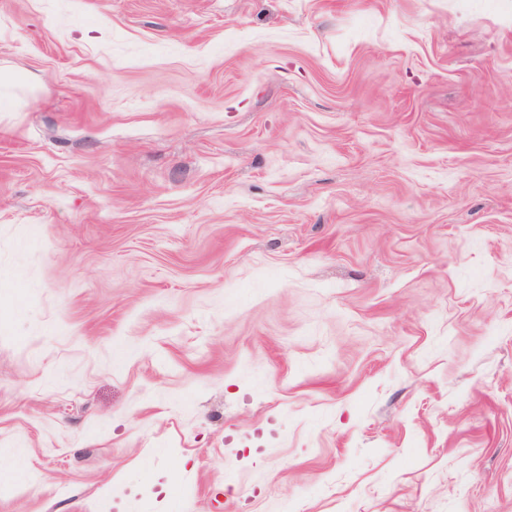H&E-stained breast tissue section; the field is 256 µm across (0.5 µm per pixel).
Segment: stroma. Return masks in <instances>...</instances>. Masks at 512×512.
Wrapping results in <instances>:
<instances>
[{
    "mask_svg": "<svg viewBox=\"0 0 512 512\" xmlns=\"http://www.w3.org/2000/svg\"><path fill=\"white\" fill-rule=\"evenodd\" d=\"M0 512H512V0H0Z\"/></svg>",
    "mask_w": 512,
    "mask_h": 512,
    "instance_id": "1",
    "label": "stroma"
}]
</instances>
